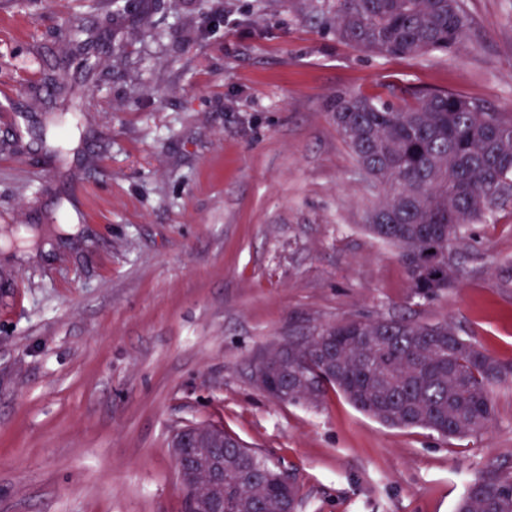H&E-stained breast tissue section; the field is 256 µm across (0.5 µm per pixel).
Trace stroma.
<instances>
[{
	"label": "stroma",
	"instance_id": "35a3bbf8",
	"mask_svg": "<svg viewBox=\"0 0 512 512\" xmlns=\"http://www.w3.org/2000/svg\"><path fill=\"white\" fill-rule=\"evenodd\" d=\"M463 6L468 42L403 59L337 39L327 0H0V512H184L172 436L207 423L293 474L298 512H454L512 479V385L487 433L448 440L252 377L355 318L445 324L512 365V202L453 242L459 287L417 296L332 118L404 86L512 113V0ZM79 26L99 72L73 71L86 113L42 146Z\"/></svg>",
	"mask_w": 512,
	"mask_h": 512
}]
</instances>
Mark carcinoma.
Returning <instances> with one entry per match:
<instances>
[{
  "mask_svg": "<svg viewBox=\"0 0 512 512\" xmlns=\"http://www.w3.org/2000/svg\"><path fill=\"white\" fill-rule=\"evenodd\" d=\"M336 37L366 52L414 58L448 53L467 41L461 0H330ZM69 53L57 62L59 123H77L85 91L69 83ZM412 106L373 96H339L336 128L383 198L366 229L394 245L414 293L454 287L448 249L512 195V115L453 91L413 90ZM260 363L289 404H314L329 390L394 428H424L444 438L489 430L492 388L512 382L508 366L446 325L352 319L288 342ZM266 456L224 433V494L240 512H295L297 493L280 492ZM456 512H512V481L487 477L469 488Z\"/></svg>",
  "mask_w": 512,
  "mask_h": 512,
  "instance_id": "1",
  "label": "carcinoma"
}]
</instances>
